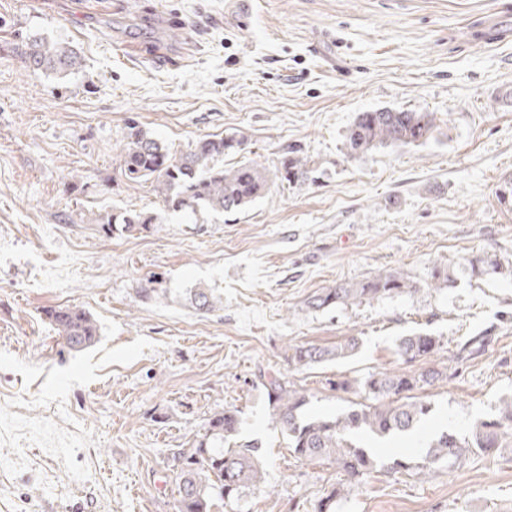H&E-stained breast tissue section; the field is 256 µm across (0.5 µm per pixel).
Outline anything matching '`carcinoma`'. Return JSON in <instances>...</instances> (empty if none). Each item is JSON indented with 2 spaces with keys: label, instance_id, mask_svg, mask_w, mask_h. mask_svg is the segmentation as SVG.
I'll use <instances>...</instances> for the list:
<instances>
[{
  "label": "carcinoma",
  "instance_id": "obj_1",
  "mask_svg": "<svg viewBox=\"0 0 512 512\" xmlns=\"http://www.w3.org/2000/svg\"><path fill=\"white\" fill-rule=\"evenodd\" d=\"M29 67L37 71L66 77L82 65L81 56L69 43L41 35L27 43ZM437 129L434 113L379 108L359 112L351 124L346 145L348 155H364L382 146L422 145ZM244 139L235 136L208 137L197 140L177 156L149 132L137 129L129 134L121 154V172L131 182H151L153 191L169 211L198 215H222L238 212L253 203L268 186V177L257 165L242 161L224 166V156L242 150ZM274 178L284 184L314 180L308 162L290 150L283 154ZM112 231L132 233L158 226V216L136 211H120L106 220ZM463 269L472 277L502 273L503 264L495 255L473 256L433 268L431 278L436 287H452L456 272ZM416 291L402 273L382 269L372 278L346 282L324 288L308 298V307L332 311L375 300L394 298ZM189 300L196 310L212 312L223 306L210 288L188 289ZM49 324L72 351L91 346L99 336L97 320L77 306H57L44 310ZM493 337L484 333L464 337L452 360L473 358L485 350ZM359 338L348 336L333 349L307 344L288 345V364L299 369L326 360H346L356 355ZM440 338L414 332L399 338L395 354L405 363L424 362L418 371L386 369L369 375L360 385L347 380L329 382L336 391L359 389L363 401L340 414L307 417L309 395L271 374L259 375L266 391L272 419L288 437V448L306 462L327 461L343 472L351 483H358L376 472L378 459L360 446L362 435L388 437L411 432L433 411V403L417 392L430 388L445 375L446 366L438 360ZM499 416L492 421L476 422L467 435L442 430L430 441L425 456L391 458L387 469L411 474L417 470L461 464L466 456L496 451L494 442L502 436L505 424L512 423V394L499 399ZM238 416L217 411L209 418L203 438L174 455L177 462L178 497L175 512H242L243 504L266 489L260 447L242 443L224 447L239 431ZM345 489L332 488L318 504V512H335L336 502Z\"/></svg>",
  "mask_w": 512,
  "mask_h": 512
}]
</instances>
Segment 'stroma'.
<instances>
[{
  "label": "stroma",
  "instance_id": "35a3bbf8",
  "mask_svg": "<svg viewBox=\"0 0 512 512\" xmlns=\"http://www.w3.org/2000/svg\"><path fill=\"white\" fill-rule=\"evenodd\" d=\"M36 33L75 45L78 72L28 68ZM512 0H255L239 21L227 0H0V512H174L173 455L236 411V443L261 448L273 494L245 512H317L344 483L328 462L288 449L257 380L277 372L310 397L307 416L358 401L329 379L361 382L402 365L400 336H439L447 380L411 433L361 437L381 460L424 456L450 428L468 433L512 393V278L435 287L434 266L477 254L512 261ZM431 112L420 146L352 158L357 113ZM172 152L240 133L241 152L274 174L297 149L312 182L273 185L247 210L191 219L167 212L151 183L128 182L131 126ZM160 227L108 231L113 212ZM401 272L414 293L332 312L316 291ZM160 278L165 293L140 290ZM222 309L196 312L187 289ZM77 306L97 320L90 347L68 350L43 312ZM491 330L482 355L451 358ZM359 352L296 372L285 348ZM337 512H512V433L455 470L379 471Z\"/></svg>",
  "mask_w": 512,
  "mask_h": 512
}]
</instances>
